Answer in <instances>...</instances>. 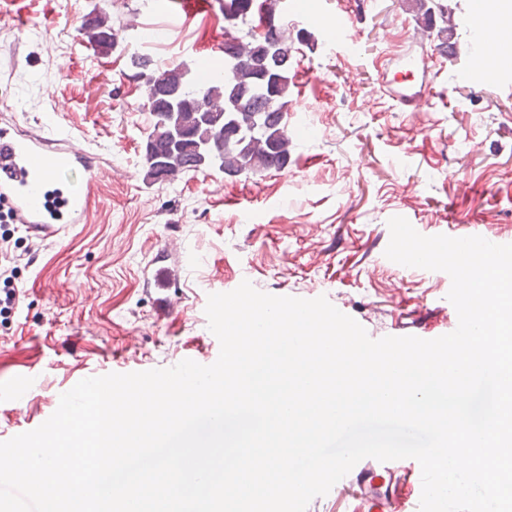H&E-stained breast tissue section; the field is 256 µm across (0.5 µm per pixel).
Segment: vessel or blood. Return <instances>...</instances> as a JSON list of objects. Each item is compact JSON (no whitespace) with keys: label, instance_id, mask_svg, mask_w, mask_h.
I'll list each match as a JSON object with an SVG mask.
<instances>
[{"label":"vessel or blood","instance_id":"1","mask_svg":"<svg viewBox=\"0 0 512 512\" xmlns=\"http://www.w3.org/2000/svg\"><path fill=\"white\" fill-rule=\"evenodd\" d=\"M402 5L414 22L411 38L424 37L429 21L421 0H402ZM392 81L406 110L424 111L430 97L426 86L415 85L409 66H401ZM93 169L92 156L65 133L42 137L0 129V187L9 189L17 216L35 234L56 236L83 216L86 198L80 181Z\"/></svg>","mask_w":512,"mask_h":512}]
</instances>
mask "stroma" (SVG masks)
<instances>
[{
	"label": "stroma",
	"mask_w": 512,
	"mask_h": 512,
	"mask_svg": "<svg viewBox=\"0 0 512 512\" xmlns=\"http://www.w3.org/2000/svg\"><path fill=\"white\" fill-rule=\"evenodd\" d=\"M447 3L460 47L451 56L437 32L410 39L400 0H280L271 18L291 47L287 165L150 184L144 79L131 56L192 71L223 59L220 0H0V127L65 130L95 159L87 215L57 237L22 239L34 259L19 262L24 295L0 326V441L41 425L84 378L214 363L208 296L245 280L278 296H326L378 337L451 333L448 274L384 255L394 216L425 236L480 227L512 244V59L477 77L465 31L480 0ZM93 14L119 31L105 59L74 39ZM152 23L166 39L141 44ZM396 48L416 69L441 71L422 119L382 84ZM312 114L321 134L302 131ZM163 268L174 273L166 291ZM166 294L180 302L165 315ZM374 486L376 504L350 478L307 512H414L422 493L411 469L380 472Z\"/></svg>",
	"instance_id": "stroma-1"
}]
</instances>
